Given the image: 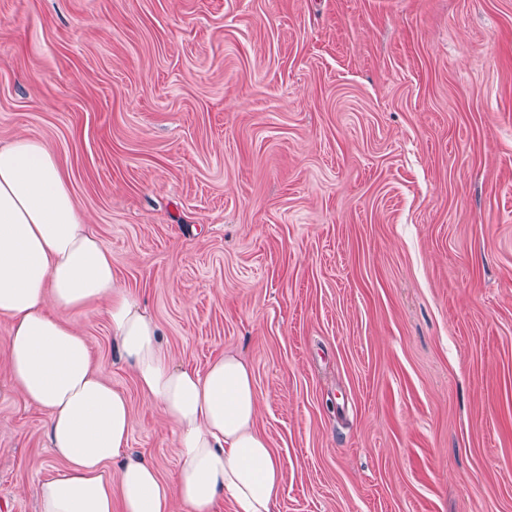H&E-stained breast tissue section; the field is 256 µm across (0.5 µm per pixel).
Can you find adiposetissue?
<instances>
[{"mask_svg": "<svg viewBox=\"0 0 512 512\" xmlns=\"http://www.w3.org/2000/svg\"><path fill=\"white\" fill-rule=\"evenodd\" d=\"M104 308L116 353L175 434L178 466L162 479L126 448L125 393L95 368L79 324L64 311ZM0 317L10 322L12 386L48 410L46 434L64 469L37 489L38 512H274L284 465L256 426L246 363L232 354L206 371L176 363L158 323L124 287L112 253L92 234L55 154L33 137L0 148Z\"/></svg>", "mask_w": 512, "mask_h": 512, "instance_id": "adipose-tissue-1", "label": "adipose tissue"}]
</instances>
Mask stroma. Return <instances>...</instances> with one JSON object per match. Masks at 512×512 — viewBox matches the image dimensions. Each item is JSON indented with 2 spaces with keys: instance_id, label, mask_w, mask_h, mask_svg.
<instances>
[{
  "instance_id": "35a3bbf8",
  "label": "stroma",
  "mask_w": 512,
  "mask_h": 512,
  "mask_svg": "<svg viewBox=\"0 0 512 512\" xmlns=\"http://www.w3.org/2000/svg\"><path fill=\"white\" fill-rule=\"evenodd\" d=\"M19 136L174 358L251 368L277 512H512V0H0ZM75 320L169 476L102 308ZM8 335L0 512H37L65 463Z\"/></svg>"
}]
</instances>
